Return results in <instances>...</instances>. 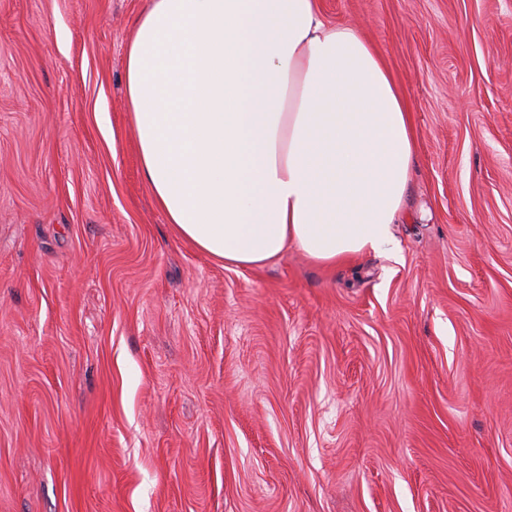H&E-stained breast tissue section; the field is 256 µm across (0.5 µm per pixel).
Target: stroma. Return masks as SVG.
Returning <instances> with one entry per match:
<instances>
[{
	"instance_id": "1",
	"label": "stroma",
	"mask_w": 512,
	"mask_h": 512,
	"mask_svg": "<svg viewBox=\"0 0 512 512\" xmlns=\"http://www.w3.org/2000/svg\"><path fill=\"white\" fill-rule=\"evenodd\" d=\"M151 0H0V512H512V0H317L418 145L389 251L182 239L125 67Z\"/></svg>"
}]
</instances>
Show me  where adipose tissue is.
<instances>
[{"instance_id": "adipose-tissue-1", "label": "adipose tissue", "mask_w": 512, "mask_h": 512, "mask_svg": "<svg viewBox=\"0 0 512 512\" xmlns=\"http://www.w3.org/2000/svg\"><path fill=\"white\" fill-rule=\"evenodd\" d=\"M141 170L177 233L253 268L391 243L417 143L376 50L316 0H152L127 50Z\"/></svg>"}]
</instances>
